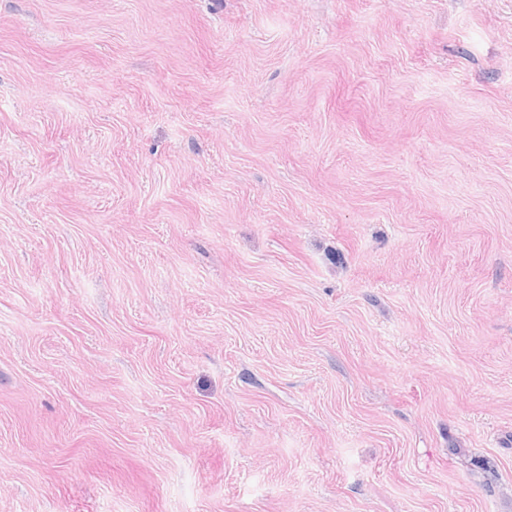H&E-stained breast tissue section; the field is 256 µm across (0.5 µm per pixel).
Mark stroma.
<instances>
[{
	"instance_id": "35a3bbf8",
	"label": "stroma",
	"mask_w": 512,
	"mask_h": 512,
	"mask_svg": "<svg viewBox=\"0 0 512 512\" xmlns=\"http://www.w3.org/2000/svg\"><path fill=\"white\" fill-rule=\"evenodd\" d=\"M0 512H512V0H0Z\"/></svg>"
}]
</instances>
